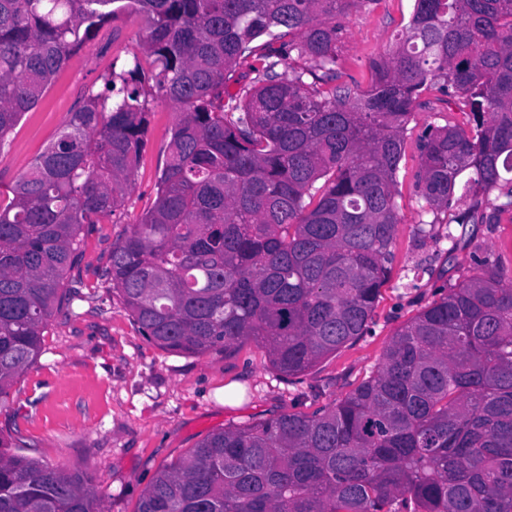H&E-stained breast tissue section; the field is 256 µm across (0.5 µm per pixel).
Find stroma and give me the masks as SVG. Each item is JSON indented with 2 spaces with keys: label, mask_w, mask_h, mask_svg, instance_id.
<instances>
[{
  "label": "stroma",
  "mask_w": 512,
  "mask_h": 512,
  "mask_svg": "<svg viewBox=\"0 0 512 512\" xmlns=\"http://www.w3.org/2000/svg\"><path fill=\"white\" fill-rule=\"evenodd\" d=\"M413 8L414 0H376L352 11L339 48L342 82L368 89L371 61L391 48ZM145 35L142 17L123 16L71 55L0 148L1 188L11 186L55 140L69 112L89 92L102 89L111 67L141 56ZM176 121L171 103H153L132 188L109 218L85 232L80 261L68 274L70 301L50 319L37 362L0 409V436L21 439L30 457L90 476L104 512H136L158 471L209 433L282 413L310 415L345 397L378 369L395 331L432 300L441 279L455 281L476 272L470 251L459 252L456 266L446 270L435 243L414 235L420 220L419 137L430 125L466 122L457 104L430 88L422 92L406 127L396 196L401 222L390 277L368 335L296 378L275 370L263 346L252 340L202 355L158 348L142 335L103 272L113 243L155 200ZM475 243L511 267L512 211L502 213L498 223L480 225ZM412 276L418 283L414 289L406 286ZM233 382L239 394L228 403L224 388Z\"/></svg>",
  "instance_id": "1"
}]
</instances>
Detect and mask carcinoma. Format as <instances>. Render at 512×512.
<instances>
[{
  "label": "carcinoma",
  "instance_id": "1",
  "mask_svg": "<svg viewBox=\"0 0 512 512\" xmlns=\"http://www.w3.org/2000/svg\"><path fill=\"white\" fill-rule=\"evenodd\" d=\"M375 2L0 0V146L120 14L146 18L153 65L110 71L0 198V407L68 301L85 228L132 187L146 79L179 115L154 204L105 276L162 350L255 340L296 377L369 333L400 223L403 135L430 87L455 90L468 128L421 136L417 236L446 241L452 265L478 225L512 210V0H414L360 93L338 83L337 48L352 9ZM240 63L257 85L232 92ZM460 188L471 204L442 233ZM472 259L479 273L439 285L351 393L207 435L137 512H512V270ZM88 484L0 438V512H102Z\"/></svg>",
  "mask_w": 512,
  "mask_h": 512
}]
</instances>
